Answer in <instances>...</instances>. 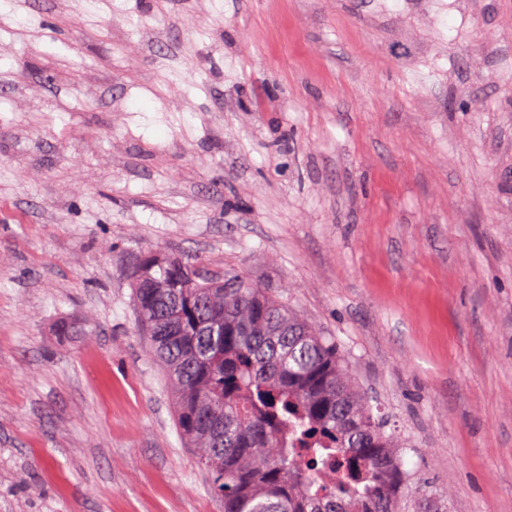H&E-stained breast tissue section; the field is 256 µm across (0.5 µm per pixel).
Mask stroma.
<instances>
[{"instance_id":"1","label":"stroma","mask_w":512,"mask_h":512,"mask_svg":"<svg viewBox=\"0 0 512 512\" xmlns=\"http://www.w3.org/2000/svg\"><path fill=\"white\" fill-rule=\"evenodd\" d=\"M150 248L336 342L407 512H512V0H0V512H224ZM52 333L63 340H72L77 336H89L92 327L82 318L65 316L52 325Z\"/></svg>"}]
</instances>
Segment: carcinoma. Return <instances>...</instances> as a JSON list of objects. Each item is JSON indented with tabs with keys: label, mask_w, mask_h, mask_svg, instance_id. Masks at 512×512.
Segmentation results:
<instances>
[{
	"label": "carcinoma",
	"mask_w": 512,
	"mask_h": 512,
	"mask_svg": "<svg viewBox=\"0 0 512 512\" xmlns=\"http://www.w3.org/2000/svg\"><path fill=\"white\" fill-rule=\"evenodd\" d=\"M198 271L148 251L131 272L133 301L177 429L224 512H405L396 437L336 343L234 271ZM52 333L92 327L65 316Z\"/></svg>",
	"instance_id": "cac0c4a2"
}]
</instances>
